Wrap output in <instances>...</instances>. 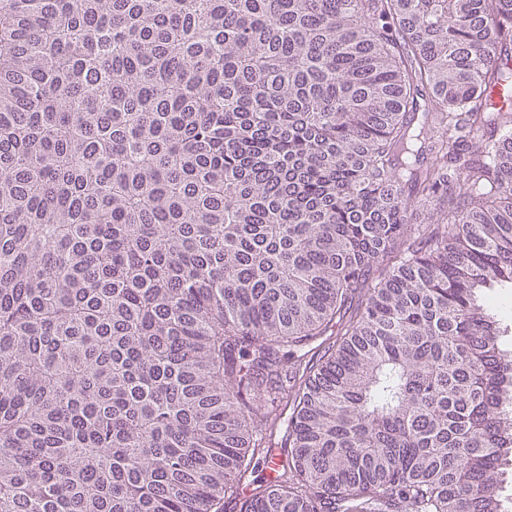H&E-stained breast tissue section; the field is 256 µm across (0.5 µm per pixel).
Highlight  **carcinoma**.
Segmentation results:
<instances>
[{
    "instance_id": "cac0c4a2",
    "label": "carcinoma",
    "mask_w": 512,
    "mask_h": 512,
    "mask_svg": "<svg viewBox=\"0 0 512 512\" xmlns=\"http://www.w3.org/2000/svg\"><path fill=\"white\" fill-rule=\"evenodd\" d=\"M500 59L512 0H0V512H512Z\"/></svg>"
}]
</instances>
